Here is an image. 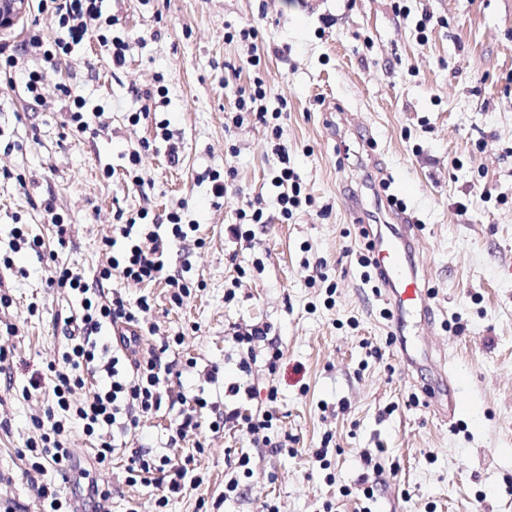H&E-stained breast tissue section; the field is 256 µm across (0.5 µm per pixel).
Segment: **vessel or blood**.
Returning <instances> with one entry per match:
<instances>
[{
  "instance_id": "obj_1",
  "label": "vessel or blood",
  "mask_w": 512,
  "mask_h": 512,
  "mask_svg": "<svg viewBox=\"0 0 512 512\" xmlns=\"http://www.w3.org/2000/svg\"><path fill=\"white\" fill-rule=\"evenodd\" d=\"M414 230V225L408 224L400 232L391 229L378 233L374 240L373 255L387 279L399 321L412 317L430 324L434 321L431 295L418 281L407 260Z\"/></svg>"
}]
</instances>
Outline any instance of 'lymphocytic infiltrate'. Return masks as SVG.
Returning a JSON list of instances; mask_svg holds the SVG:
<instances>
[{
  "mask_svg": "<svg viewBox=\"0 0 512 512\" xmlns=\"http://www.w3.org/2000/svg\"><path fill=\"white\" fill-rule=\"evenodd\" d=\"M103 0H38V10H49L59 18L63 31L50 49L44 50V62H52L82 43L94 23L101 21ZM162 238L158 230L129 222L121 225L119 237H105L103 245L112 255L107 267L99 270L97 281L111 278L150 286L165 282L174 303L183 302L190 294L183 279L166 273L162 260ZM60 287L70 289L80 301L78 331H67L66 344L51 381L53 401L42 418L36 419L39 440L30 442V467L36 474H45L47 467L60 472L74 470V458L66 446L72 423H80L84 432L100 437L93 450L95 464L111 459L117 448L123 447V437L135 426L139 414L168 409L176 415L175 440L193 435L200 427L185 395L173 394L170 388L176 376L175 362H163L168 344L152 349L148 356L138 357L137 349L143 337L154 335V325L148 324L144 312L149 311L147 298L130 304L120 292L111 299L91 297L90 287L83 276L62 271L57 280ZM124 323L131 334L121 337L112 347L99 345L96 336L104 324ZM102 376L106 383L81 403H74L75 390L85 388L89 379ZM128 481L145 487L161 489L157 506H166L170 496L181 493L190 478L187 463L173 461L169 455H153L136 450L128 458Z\"/></svg>",
  "mask_w": 512,
  "mask_h": 512,
  "instance_id": "lymphocytic-infiltrate-1",
  "label": "lymphocytic infiltrate"
}]
</instances>
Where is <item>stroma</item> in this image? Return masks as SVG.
<instances>
[{
    "mask_svg": "<svg viewBox=\"0 0 512 512\" xmlns=\"http://www.w3.org/2000/svg\"><path fill=\"white\" fill-rule=\"evenodd\" d=\"M103 11L128 44L123 66L93 31L43 65V104L26 96L21 73L0 75V293L10 298L0 305V512H44L35 483L54 478L28 469L33 421L51 401L31 378L57 361L79 300L48 282L63 268L92 278L118 217L143 211L196 224L163 255L191 294L178 305L161 282L104 289L133 304L147 297L152 343H169L164 358L182 372L172 391L207 405L197 434L176 446L165 409L141 416L125 440L128 452L194 456L200 482L157 507V490L128 483L118 454L89 468L111 492L108 512H512V0H105ZM247 20L258 28L257 70L245 44L224 36ZM34 31L61 34L30 0L0 44L26 53ZM257 77L269 110L283 112L278 142L308 197L288 219L270 128L234 123L235 90ZM159 89L155 121L132 124L139 93ZM77 96L101 110L97 136L71 126ZM379 168L418 226L411 258L441 307L429 326L384 317L387 297L357 263L361 225L391 221L387 195L371 186ZM209 172L224 176L226 197L212 195ZM256 199L265 223L252 240L236 238L229 225ZM48 201L71 226L67 247ZM17 225L43 239L42 254L15 250ZM253 327L267 340L238 345L236 332ZM396 330L416 366L388 343ZM441 369L457 381L449 421L426 398L446 393ZM233 384L241 394H229ZM228 405L270 411L268 443L221 427ZM233 478L239 488L225 495Z\"/></svg>",
    "mask_w": 512,
    "mask_h": 512,
    "instance_id": "1",
    "label": "stroma"
}]
</instances>
